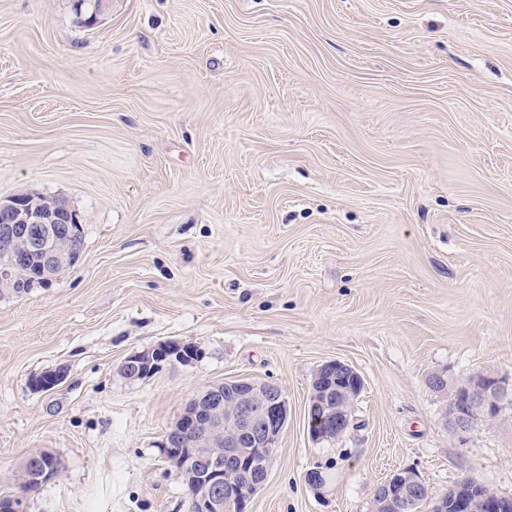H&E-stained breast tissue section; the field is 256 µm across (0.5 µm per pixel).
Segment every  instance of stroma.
Returning a JSON list of instances; mask_svg holds the SVG:
<instances>
[{
    "label": "stroma",
    "mask_w": 512,
    "mask_h": 512,
    "mask_svg": "<svg viewBox=\"0 0 512 512\" xmlns=\"http://www.w3.org/2000/svg\"><path fill=\"white\" fill-rule=\"evenodd\" d=\"M75 3L0 0V200L62 198L84 239L0 295V497L45 451L27 512H187L165 432L252 377L288 423L248 512H373L405 468L422 512L465 478L512 498V397L448 419L473 377L512 390V0H112L91 26ZM175 340L200 357L122 375ZM332 360L364 388L318 440ZM345 375L348 378L341 381ZM363 386L361 375L351 365L340 360L326 362L317 369L311 384L310 406L312 409L320 408L327 412L330 419H336V431L311 429L313 437L330 439L340 436L346 430L350 424L351 409ZM321 410L310 413V422H317L321 428L332 426L330 421H322ZM29 466L31 475L25 482L33 489L59 473L57 460L52 455L44 452L32 457Z\"/></svg>",
    "instance_id": "35a3bbf8"
}]
</instances>
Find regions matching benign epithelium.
Listing matches in <instances>:
<instances>
[{"mask_svg": "<svg viewBox=\"0 0 512 512\" xmlns=\"http://www.w3.org/2000/svg\"><path fill=\"white\" fill-rule=\"evenodd\" d=\"M83 236L76 214L58 198L34 205L17 195L0 202V287L46 285L81 257ZM198 355L190 343L170 341L128 356L120 365L127 379L145 381L169 364L186 365ZM64 372H45L31 380L35 391H49ZM361 375L333 360L321 365L312 380L310 406L336 420V429H313V437L340 436L350 424L351 409L363 389ZM505 391L495 378L478 376L453 391L449 420L455 430L469 431L479 412L493 413ZM288 421V404L272 381L238 379L209 385L188 401L168 428L163 447L180 450L167 460L183 471L188 512H246L251 496L265 482L271 456ZM224 435V450L210 443ZM26 479L35 489L59 473V464L41 452L29 461ZM427 487L413 469L399 470L374 493V512H408ZM461 512H496L498 499L488 494L479 504L458 501Z\"/></svg>", "mask_w": 512, "mask_h": 512, "instance_id": "obj_1", "label": "benign epithelium"}]
</instances>
